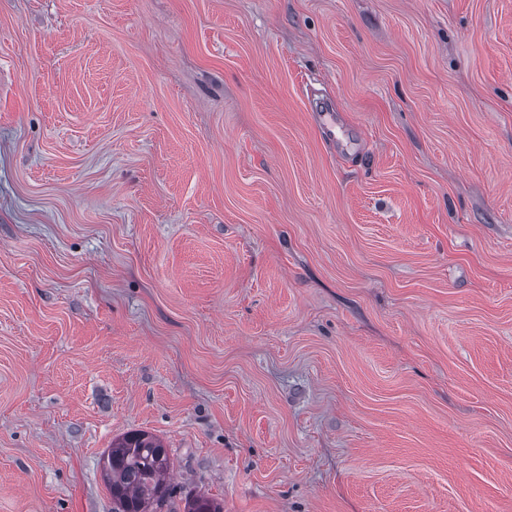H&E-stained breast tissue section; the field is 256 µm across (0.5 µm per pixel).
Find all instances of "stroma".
Listing matches in <instances>:
<instances>
[{"instance_id": "stroma-1", "label": "stroma", "mask_w": 512, "mask_h": 512, "mask_svg": "<svg viewBox=\"0 0 512 512\" xmlns=\"http://www.w3.org/2000/svg\"><path fill=\"white\" fill-rule=\"evenodd\" d=\"M131 430L224 512H512V0H0V512Z\"/></svg>"}]
</instances>
